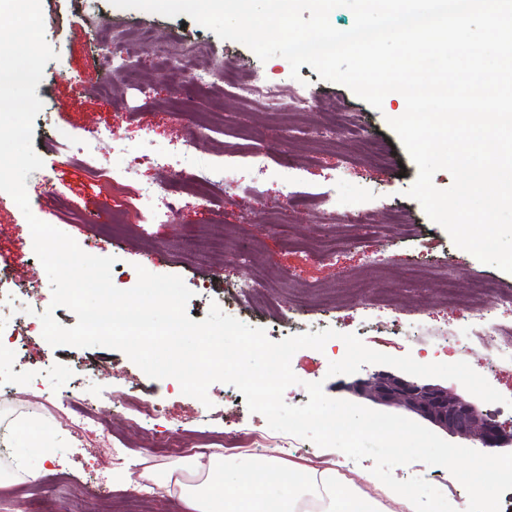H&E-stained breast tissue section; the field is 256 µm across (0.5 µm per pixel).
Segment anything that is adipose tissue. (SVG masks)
<instances>
[{"mask_svg":"<svg viewBox=\"0 0 512 512\" xmlns=\"http://www.w3.org/2000/svg\"><path fill=\"white\" fill-rule=\"evenodd\" d=\"M141 480L177 488L190 512H382L380 497L362 495L359 483L378 486L381 495L412 508L413 494L399 484H379L370 472L344 484L333 469L289 466L277 455L252 460L246 473L229 470L222 456L207 462L177 461L165 470L148 466Z\"/></svg>","mask_w":512,"mask_h":512,"instance_id":"1","label":"adipose tissue"}]
</instances>
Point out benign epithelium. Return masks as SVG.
<instances>
[{"mask_svg":"<svg viewBox=\"0 0 512 512\" xmlns=\"http://www.w3.org/2000/svg\"><path fill=\"white\" fill-rule=\"evenodd\" d=\"M347 390L378 404L404 409L451 436L476 438L486 448L512 443V428L506 429L448 387L381 370L353 381Z\"/></svg>","mask_w":512,"mask_h":512,"instance_id":"7a95c632","label":"benign epithelium"}]
</instances>
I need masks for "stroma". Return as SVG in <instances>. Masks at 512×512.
<instances>
[{
    "label": "stroma",
    "mask_w": 512,
    "mask_h": 512,
    "mask_svg": "<svg viewBox=\"0 0 512 512\" xmlns=\"http://www.w3.org/2000/svg\"><path fill=\"white\" fill-rule=\"evenodd\" d=\"M41 8L45 39L56 57L46 64L36 88L42 108L34 120L32 144L43 166L27 178L31 211L70 235L84 252L114 257L115 269L130 272L139 265L154 274L181 276L193 293L186 305L190 319L207 316L209 284L242 280L255 271L261 282L259 297L242 318L249 326L263 328L270 340L318 325L355 334L382 353L432 362L450 346L462 313L443 303L432 280H409L408 269H448L462 283L486 277L512 291V273L458 248L419 202L408 197L418 169L387 123L400 111L399 101L384 102L382 110H375L346 86L321 80L309 65L291 75L284 58L261 61L245 45L219 38L185 14L167 17L112 9L107 0H84L79 6L72 0H41ZM94 14L120 35L152 27L159 46L171 52L185 42L204 43L215 60L237 63L287 89L311 94L313 108L279 124L260 100L234 98L216 74L205 92L181 105L167 75L152 67L150 53L134 45L127 46L126 56L149 82L148 92L107 78L90 63ZM334 110L358 120L381 143L384 163L367 164L364 142L350 139L341 127L334 141L313 143L311 127ZM92 124L112 128L120 139L119 147L106 143L101 148L111 176L95 177L87 170L79 137ZM60 129L69 132V142H57ZM186 140L195 143L196 167L207 169L211 160L220 158L229 168L235 187L223 193L221 205L201 200L192 183L176 181L173 169L148 163L156 147ZM264 148L288 149L292 168L273 161L267 170H259L251 155ZM289 179L311 193L309 207L287 210L283 185ZM148 182L174 184L182 202L175 222L147 223L138 195ZM331 188L358 204L371 205L377 230L345 245L333 258L318 260L298 243L315 236L325 222L321 194ZM397 213L412 225L411 234L394 224ZM276 266L288 269L291 279L271 276ZM1 275L7 278V289L0 296V327L10 328L19 317L33 331L23 349L0 354V484L16 490L10 505L0 504V512H25L31 492L47 502L56 495L79 502L94 497L102 484L112 491L111 512H130L131 497L141 488L113 483L112 467L102 461L106 441L128 446L127 467L136 474L144 461L163 469L181 460V448L196 447L205 431H268L265 417L251 412L233 385L211 384L205 405L182 394L170 379L148 377L121 351L51 346L42 335L40 314L52 311L66 327L74 326L77 318L68 308L52 307L50 283L34 252L29 225L7 194L0 196ZM492 357L488 348L450 355L451 361L468 362L512 399V369L492 367ZM291 367L299 382L286 389L287 404H306L304 385L316 381L322 382L328 397L351 400L346 389L350 376H328L326 353L299 350ZM121 398L149 400L159 404L161 412L145 417L119 407ZM77 403L109 423L110 438L96 431L71 433ZM26 432L45 439L52 447L50 455L38 448L20 453L18 443ZM161 435L172 437L175 447H155L154 439ZM283 458L290 465L337 468L345 482L357 480L359 472L373 466L372 459L357 463L337 449L296 436L289 437ZM27 467L37 471L36 479L24 478ZM393 475L399 480L425 479L443 490L458 512H465L467 492L451 482L445 467L414 462L395 467Z\"/></svg>",
    "instance_id": "35a3bbf8"
}]
</instances>
